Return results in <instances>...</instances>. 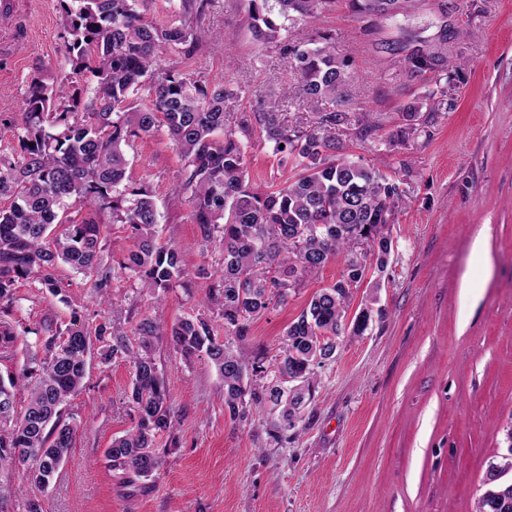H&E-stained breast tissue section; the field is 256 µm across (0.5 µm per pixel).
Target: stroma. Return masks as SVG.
Masks as SVG:
<instances>
[{
    "label": "stroma",
    "mask_w": 512,
    "mask_h": 512,
    "mask_svg": "<svg viewBox=\"0 0 512 512\" xmlns=\"http://www.w3.org/2000/svg\"><path fill=\"white\" fill-rule=\"evenodd\" d=\"M448 5L461 30L448 56L460 67L415 81L373 49L375 40L398 36L392 22L367 31L338 0L318 23L333 35L337 56L353 64L357 111L373 113L379 125L365 142L345 135L346 151L398 182L406 202L388 227L385 271L369 270L345 316L353 321L367 307L372 321L363 335L344 332L334 357L317 366L313 416L294 439L276 442L254 406L231 418L214 365L204 356L184 359L166 334L205 307L222 254L215 244L202 248L188 209L168 201L183 161L161 129L129 151L130 173L152 190L158 234L180 248L185 278L154 298L121 270L132 240L104 214L112 304L100 303L89 279L62 263L55 271L66 285L62 296L19 281L8 317L32 324L49 316L66 327L76 309L91 327L115 314L160 325L152 356L178 416L174 434L156 439L160 474L130 485L109 466L106 448L133 426L132 368L121 358L102 362L96 341L84 386L68 403L78 431L66 462L44 489L24 470L5 474L21 489L9 512H25L29 496L43 512H474L489 462L512 445V0ZM246 8L245 0H208L207 47L192 60L205 82L223 81L228 55L252 87L290 79L278 53L254 39ZM2 41L0 151L8 154L28 83L71 68L57 0H9L0 12ZM413 101L423 105L422 123L398 138L399 112ZM343 269L336 257L289 289L235 349L272 367L289 322Z\"/></svg>",
    "instance_id": "35a3bbf8"
}]
</instances>
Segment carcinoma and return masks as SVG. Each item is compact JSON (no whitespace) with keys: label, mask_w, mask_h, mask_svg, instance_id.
Instances as JSON below:
<instances>
[{"label":"carcinoma","mask_w":512,"mask_h":512,"mask_svg":"<svg viewBox=\"0 0 512 512\" xmlns=\"http://www.w3.org/2000/svg\"><path fill=\"white\" fill-rule=\"evenodd\" d=\"M202 2L180 0L174 18L160 23L149 17L153 0H59L71 72L51 84H29L14 124L18 147L0 155V199L10 200L0 208V304H13L17 282L30 277L62 294L65 285L55 275L60 262L93 278V290L108 302L112 268L102 262L103 225L95 218L105 212L131 232L133 248L122 269L164 291L184 277L180 249L158 238L160 214L151 191L129 174L126 148L164 127L184 161L169 201L188 207L202 244L217 241L222 248L208 301L228 339H217L203 314L178 320L169 335L184 358L203 354L215 366L230 417L240 416L246 402L268 407L276 415L273 438L286 442L314 400L315 362L336 350L352 289L371 266L381 271L387 263V224L404 195L394 180L343 152L345 131L355 129L364 142L378 125L369 113L354 111L352 63L336 56L332 35L307 28L336 0H247L248 26L262 44L275 45L296 77L294 86L263 92L229 74L206 84L186 65L161 66L165 52L178 51L188 61L206 43ZM347 2L368 30L384 20L396 25L399 37L378 40V51L408 78L454 67L448 40L460 30L448 20V0L437 2L434 20L422 30L404 24L422 0ZM279 18L306 26L283 39ZM86 71L96 81L75 87L72 76ZM242 97L249 109L227 110V102ZM295 98L303 111L292 116L286 103ZM420 112L416 103L403 108L401 132L415 129ZM256 138L297 172L279 185L257 186L249 174ZM71 199L93 216L63 223L60 212ZM338 254L346 256L341 277L316 291L288 326L274 370L231 347V337L246 336L250 322L284 297L283 289L298 287ZM94 333L107 342L104 359L121 357L133 368L127 398L137 423L112 440L106 457L130 482L154 480L162 465L154 439L175 427L150 354L160 326L149 317L136 323L140 352L130 349L119 322H101ZM19 334L37 336L43 354L29 352L19 374L0 376V472L22 467L32 485L45 488L74 444L77 426L64 407L82 386L92 343L77 310L64 330L44 318L33 328L20 326ZM21 382L29 396L20 408ZM476 512H512V484L485 485Z\"/></svg>","instance_id":"obj_1"}]
</instances>
